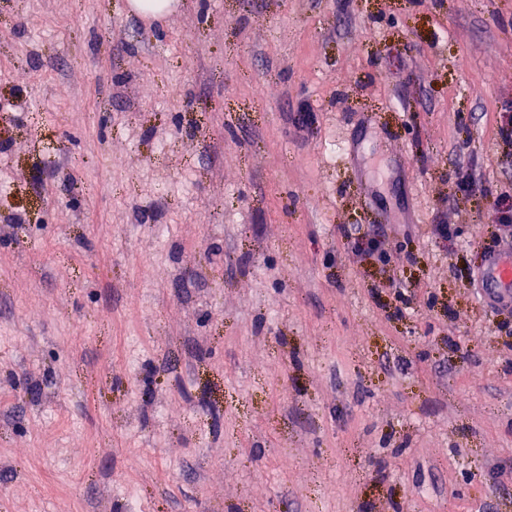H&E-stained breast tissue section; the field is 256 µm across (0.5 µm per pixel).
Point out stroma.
Returning <instances> with one entry per match:
<instances>
[{
  "label": "stroma",
  "instance_id": "stroma-1",
  "mask_svg": "<svg viewBox=\"0 0 512 512\" xmlns=\"http://www.w3.org/2000/svg\"><path fill=\"white\" fill-rule=\"evenodd\" d=\"M127 2L0 0V512H512V0ZM490 223L498 226V232H500L495 239L494 247L487 252L484 264L477 266V273H481L483 270V276L486 274V262L492 256H500L501 245H508L511 252L512 249V194L507 191L501 192L496 200L495 206L491 211ZM487 279L492 287L494 294L505 293V288L512 285V260L508 257L505 261L503 258H495L489 264L487 270Z\"/></svg>",
  "mask_w": 512,
  "mask_h": 512
}]
</instances>
